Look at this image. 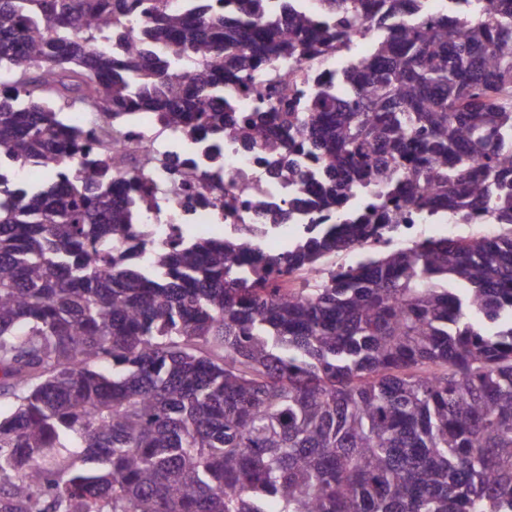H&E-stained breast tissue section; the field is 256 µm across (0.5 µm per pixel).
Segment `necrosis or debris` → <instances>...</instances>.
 Returning <instances> with one entry per match:
<instances>
[{
  "mask_svg": "<svg viewBox=\"0 0 512 512\" xmlns=\"http://www.w3.org/2000/svg\"><path fill=\"white\" fill-rule=\"evenodd\" d=\"M358 40L328 47L319 60L277 64L249 86L232 82L224 86V104L235 113L247 114L269 100L270 84L283 97L311 94L319 78L336 71L347 51ZM270 136L242 146L231 138H219L208 129L175 131L163 127L156 114L128 124L124 134L113 137L112 147L123 158L114 176L131 188L137 199L135 230L151 247L163 248L186 239L188 230L217 234L230 241H246L260 248L287 246L306 235L311 221H340L341 212H366L364 195L350 194L342 211L319 213L309 207L315 186L289 183L287 176L270 171L280 155L277 137L288 132V115H268ZM154 162L147 177H140L143 157ZM427 221L424 212L410 213L404 223L354 245L351 256L389 246H410L419 240Z\"/></svg>",
  "mask_w": 512,
  "mask_h": 512,
  "instance_id": "1",
  "label": "necrosis or debris"
}]
</instances>
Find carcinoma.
Listing matches in <instances>:
<instances>
[{
  "label": "carcinoma",
  "mask_w": 512,
  "mask_h": 512,
  "mask_svg": "<svg viewBox=\"0 0 512 512\" xmlns=\"http://www.w3.org/2000/svg\"><path fill=\"white\" fill-rule=\"evenodd\" d=\"M0 0V512H512V232L377 251L288 279L413 207L512 227V0ZM418 21L389 33L403 7ZM380 31L366 64L288 105L280 167L384 197L270 254L151 251L114 198L112 128L140 112L224 134V83ZM97 112L94 129L65 112ZM259 113L229 122L239 142ZM81 155L78 172L55 173ZM312 165L301 167L295 156ZM432 180L434 196L406 195Z\"/></svg>",
  "instance_id": "1"
}]
</instances>
